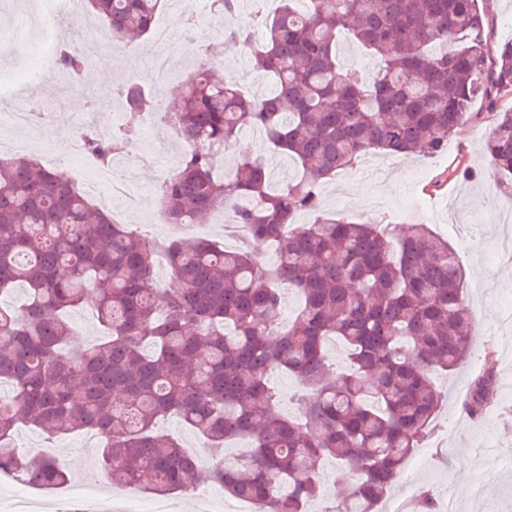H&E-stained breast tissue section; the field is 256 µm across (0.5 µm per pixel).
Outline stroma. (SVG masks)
Returning a JSON list of instances; mask_svg holds the SVG:
<instances>
[{"label":"stroma","mask_w":512,"mask_h":512,"mask_svg":"<svg viewBox=\"0 0 512 512\" xmlns=\"http://www.w3.org/2000/svg\"><path fill=\"white\" fill-rule=\"evenodd\" d=\"M489 45L512 41V0H478ZM102 25L86 15L83 4L60 27V39L69 42L84 36L87 73L82 89L70 92V79L62 69L46 71L40 87L18 84L12 97L0 100V114L38 98L49 121L48 132L76 131L89 120L85 99L100 92L93 81L102 55L112 59L113 78L123 77L129 59L146 66L159 51L153 36L136 40L121 52L97 45L93 35ZM188 41L191 52L173 56L178 75L173 88H180L200 64L215 59L225 75L241 72L255 78L252 56L238 44L225 41L223 22L212 14L202 15ZM512 108V93L501 95L497 106L487 99L472 102L456 134L443 151L413 157L384 158L367 155L351 169L324 180L320 188L319 216L353 223L392 225L401 233L413 224H426L459 252L465 269L463 302L475 330L474 347L466 364L437 384L442 401L435 422L438 434L415 449L400 477L378 505L379 512H393L396 502L410 503L424 491L439 507L454 504L456 512H512V195L501 192L487 168L484 140L474 138L473 129L490 131L494 108ZM164 140L165 149L141 157H122L131 175L148 196L146 203L115 214L117 223L147 231L158 241L166 236L154 221V197L159 178L171 161L179 160L182 148L167 126L146 134L142 142ZM265 160L272 189H279L299 175L297 164L268 151L259 131L245 129L236 144L226 147L217 169L233 171L241 151ZM493 348L497 384L491 405L483 415L468 414L463 403L481 371L479 363L486 348ZM17 442L30 448L47 445L51 454L66 464L74 481L99 473L95 449L81 445L80 435L44 442L41 433L24 428Z\"/></svg>","instance_id":"obj_1"}]
</instances>
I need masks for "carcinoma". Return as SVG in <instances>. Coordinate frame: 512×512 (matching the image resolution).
I'll use <instances>...</instances> for the list:
<instances>
[{
	"instance_id": "carcinoma-1",
	"label": "carcinoma",
	"mask_w": 512,
	"mask_h": 512,
	"mask_svg": "<svg viewBox=\"0 0 512 512\" xmlns=\"http://www.w3.org/2000/svg\"><path fill=\"white\" fill-rule=\"evenodd\" d=\"M162 0H87L120 49L150 33ZM254 68L275 78L267 98L243 94L215 69L187 84L173 127L184 145L157 188L168 224H203L229 201L235 247L195 236L158 242L117 224L61 174L29 157L0 159V472L35 486L68 482L50 457L27 462L21 427L46 440L100 435L112 484L157 496L218 482L265 512H309L327 458L350 472L331 512H375L414 448L431 433L441 392L434 375L471 354L464 273L448 241L425 224L395 236L379 224L318 215L326 178L374 152H440L471 101L512 91V41L488 48L477 0H280ZM239 0H212L229 20ZM348 32L380 57L376 72L345 67ZM247 44V28L224 25ZM59 63L79 76L86 58L61 44ZM121 120L80 133L110 166L134 144L139 113L159 106L145 82L117 89ZM246 128L262 130L302 176L268 190L263 161L245 151L232 176L219 156ZM499 187L512 194V110L495 113L485 144ZM300 212L313 223L294 228ZM276 260H264L265 247ZM165 254L173 284L161 289ZM301 299L277 321L285 289ZM91 306L107 336L70 348L67 315ZM340 343L350 367L328 363ZM493 351L464 403L483 413L495 390ZM286 372L310 392L298 417L283 414L269 377ZM173 416L222 464L204 470L163 428ZM248 448L224 455L229 440Z\"/></svg>"
}]
</instances>
